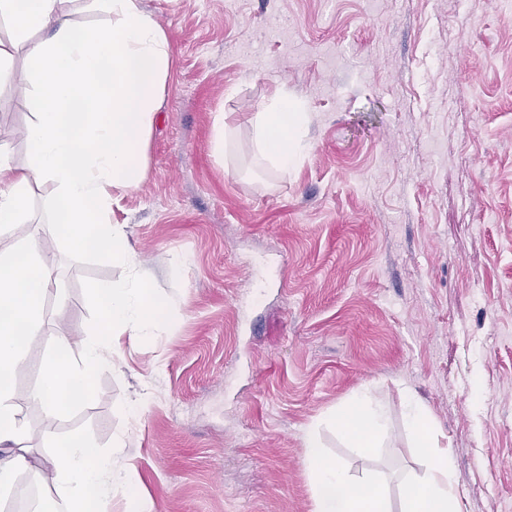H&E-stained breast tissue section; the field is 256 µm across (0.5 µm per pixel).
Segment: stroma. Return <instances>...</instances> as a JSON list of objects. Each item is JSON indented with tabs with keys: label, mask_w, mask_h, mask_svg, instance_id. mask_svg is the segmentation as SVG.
Wrapping results in <instances>:
<instances>
[{
	"label": "stroma",
	"mask_w": 512,
	"mask_h": 512,
	"mask_svg": "<svg viewBox=\"0 0 512 512\" xmlns=\"http://www.w3.org/2000/svg\"><path fill=\"white\" fill-rule=\"evenodd\" d=\"M170 68L147 173L116 192L156 297L152 336L116 337L91 399L30 406L46 345L17 369L33 468L82 436L155 512H313L308 432L401 512L421 475L406 400L453 450L462 512H512V10L503 0H142ZM306 114L298 166L264 163L254 116L279 93ZM33 97L0 87V148L29 161ZM232 139L211 149L215 119ZM0 230L55 253L46 333L98 325L101 281L129 272L55 239L54 186ZM367 392L387 418L363 452L332 418ZM145 415L132 413L138 399ZM121 447H113V440ZM52 482L19 474L0 512H32Z\"/></svg>",
	"instance_id": "stroma-1"
}]
</instances>
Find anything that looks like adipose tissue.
<instances>
[{"label": "adipose tissue", "mask_w": 512, "mask_h": 512, "mask_svg": "<svg viewBox=\"0 0 512 512\" xmlns=\"http://www.w3.org/2000/svg\"><path fill=\"white\" fill-rule=\"evenodd\" d=\"M62 2L0 0V84L20 81L35 91L24 130L29 163L16 166L0 150V226L27 223L32 184L53 183L65 211L58 241L135 272V254L123 225L112 223L110 209L115 190L136 188L146 176V147L168 74L170 43L140 0H97L112 23L91 33L69 24ZM21 47L28 65L20 71L11 59ZM304 121L287 95L275 96L254 118L258 153L278 169L295 166L302 156ZM53 266L46 245L35 238L0 251V445L14 449L0 461V493L30 469L13 379L27 351L45 334L42 306ZM95 292L102 302L98 333L82 340L77 355L69 338L55 339L30 405L63 413L84 403L96 371L116 360L113 335L151 336L164 320V305L136 273L128 282L98 284ZM407 419L422 450L424 472L408 483L403 512H460L450 448L441 444L418 402H408ZM339 423L357 447L368 450L375 447L384 419L361 392ZM308 446L318 486L316 512H389L381 484L352 481L322 454L316 434H309ZM50 465L33 471L36 481L49 479L55 487L41 512H93L109 493H132L111 458L88 439L64 442L61 457Z\"/></svg>", "instance_id": "adipose-tissue-1"}]
</instances>
